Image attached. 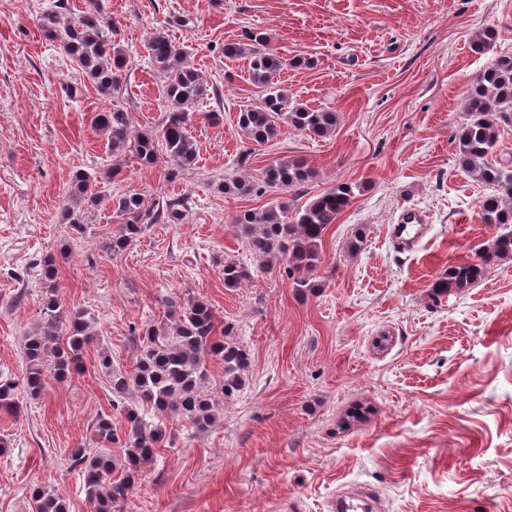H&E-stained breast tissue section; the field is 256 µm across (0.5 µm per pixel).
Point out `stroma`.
Segmentation results:
<instances>
[{"label":"stroma","mask_w":512,"mask_h":512,"mask_svg":"<svg viewBox=\"0 0 512 512\" xmlns=\"http://www.w3.org/2000/svg\"><path fill=\"white\" fill-rule=\"evenodd\" d=\"M53 2L0 0V377L19 406L0 413V512H34L37 484L63 493L70 512H91L69 450L99 448V417L124 420L98 356L133 372L139 333L164 321L165 300L189 297L248 350L246 384L224 397L223 365L208 360L215 422L200 430L169 417L174 444L145 466L123 512H329L360 486L375 492V512H512V261L488 263L466 292L433 295L448 266L475 261L498 232L480 217L486 187L458 166L451 140L466 86L512 54V0H108L135 129L158 127L165 112L153 32L184 46L208 85L189 124L196 160L179 170L163 156L113 159L92 124L108 99L38 28ZM489 27L498 40L475 53L474 35ZM256 30L285 58H313L286 67L278 86L340 123L328 139L289 129L252 152L254 175L306 159L318 177L303 192L233 199L221 186L245 148L236 116L261 92L224 45ZM115 163L112 196L188 204L179 223L148 225L112 254L98 248L123 227L109 204L79 231L63 213L76 171ZM339 182L359 189L324 237L315 294L297 296L280 265L225 288V260L250 259L231 229L238 210L297 208ZM408 206L429 225L401 253L389 231ZM360 229L366 247L349 255ZM50 253L49 281L39 262ZM49 292L96 322L84 373L48 379L34 400L23 346ZM355 407L362 419L341 427Z\"/></svg>","instance_id":"stroma-1"}]
</instances>
